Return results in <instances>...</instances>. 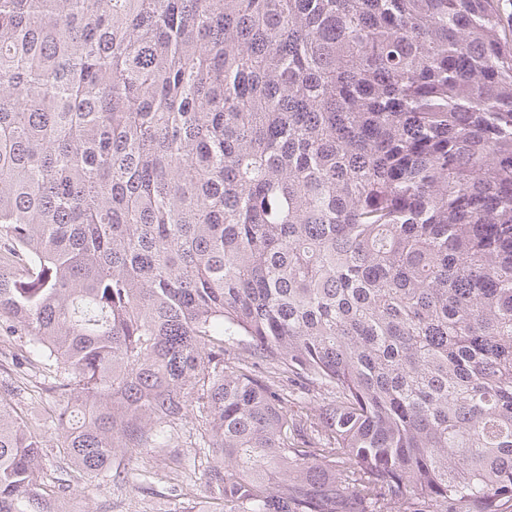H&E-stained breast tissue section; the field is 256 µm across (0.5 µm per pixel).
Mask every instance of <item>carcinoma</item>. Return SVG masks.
I'll use <instances>...</instances> for the list:
<instances>
[{"instance_id":"cac0c4a2","label":"carcinoma","mask_w":512,"mask_h":512,"mask_svg":"<svg viewBox=\"0 0 512 512\" xmlns=\"http://www.w3.org/2000/svg\"><path fill=\"white\" fill-rule=\"evenodd\" d=\"M15 340L55 407L0 381V512H62L45 426L110 479L193 411L213 512H512L498 0H0ZM28 378V387L30 395L34 398L33 400L29 399V395H27V400L22 399L24 401L18 403V408H20L23 413H28L29 418L34 419H42L45 417L44 408L48 409L49 406H53L54 398L51 393L42 390L43 387L40 385L41 379L39 378V374L31 373ZM305 392L306 394L299 397L295 396L292 408L294 410H301L302 408L304 412L310 415H318L324 402L327 401L326 397H329L326 389L316 384L314 387L311 386L309 391L306 390Z\"/></svg>"}]
</instances>
